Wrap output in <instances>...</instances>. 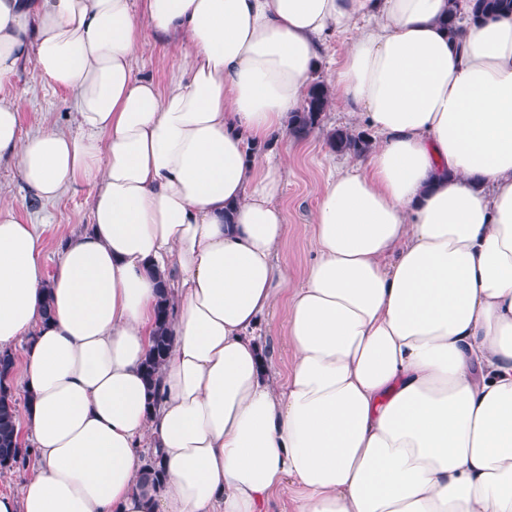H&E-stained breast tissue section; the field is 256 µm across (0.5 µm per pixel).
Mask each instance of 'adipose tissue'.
Returning <instances> with one entry per match:
<instances>
[{
    "instance_id": "adipose-tissue-1",
    "label": "adipose tissue",
    "mask_w": 512,
    "mask_h": 512,
    "mask_svg": "<svg viewBox=\"0 0 512 512\" xmlns=\"http://www.w3.org/2000/svg\"><path fill=\"white\" fill-rule=\"evenodd\" d=\"M449 1L0 0V164L39 200L91 190L50 272L0 198V350L25 346L36 456L0 512H268L286 483L295 512H512V17L453 41ZM147 30L184 49L164 88L134 72ZM348 31L332 102L372 146L320 188L297 283L267 146ZM28 59L74 131L22 135ZM277 311L285 374L258 334ZM165 287L166 285H162L157 304L155 318L156 328L155 336H153V345L143 362L144 376L150 387L155 383L157 373L163 363L167 360L171 349L172 336H170V304L168 291Z\"/></svg>"
}]
</instances>
